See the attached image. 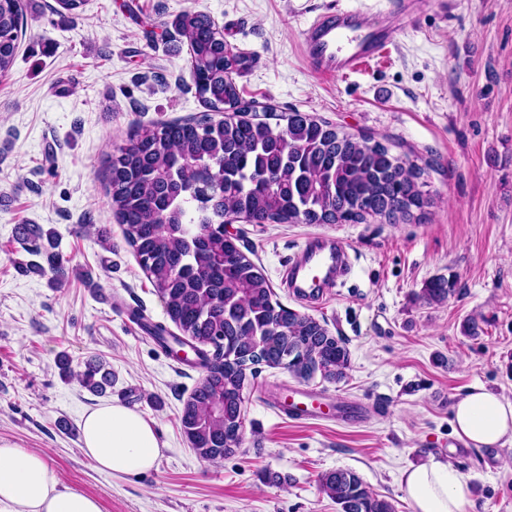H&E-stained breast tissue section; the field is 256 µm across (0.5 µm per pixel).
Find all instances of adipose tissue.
Returning a JSON list of instances; mask_svg holds the SVG:
<instances>
[{
    "label": "adipose tissue",
    "instance_id": "obj_1",
    "mask_svg": "<svg viewBox=\"0 0 512 512\" xmlns=\"http://www.w3.org/2000/svg\"><path fill=\"white\" fill-rule=\"evenodd\" d=\"M457 436L474 446H493L512 437V401L476 385L453 407ZM84 455L113 477L153 470L162 444L153 421L119 404L85 413ZM412 512H466L467 480L447 460L432 457L402 475ZM0 512H103L100 501L66 486L48 455L0 438Z\"/></svg>",
    "mask_w": 512,
    "mask_h": 512
}]
</instances>
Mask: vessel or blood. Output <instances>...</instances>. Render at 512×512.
I'll return each instance as SVG.
<instances>
[{
  "label": "vessel or blood",
  "mask_w": 512,
  "mask_h": 512,
  "mask_svg": "<svg viewBox=\"0 0 512 512\" xmlns=\"http://www.w3.org/2000/svg\"><path fill=\"white\" fill-rule=\"evenodd\" d=\"M427 0H396L391 11L373 15L361 8L319 16L303 33L305 56L314 72L333 78L360 72L387 58L398 43L401 23H412ZM350 257L343 244L322 245L309 238L289 262L285 283L295 295L322 293L327 279L345 276ZM282 411L294 419H319L324 412L314 394L290 389Z\"/></svg>",
  "instance_id": "1"
}]
</instances>
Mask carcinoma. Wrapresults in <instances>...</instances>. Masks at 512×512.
I'll list each match as a JSON object with an SVG mask.
<instances>
[{
	"label": "carcinoma",
	"instance_id": "cac0c4a2",
	"mask_svg": "<svg viewBox=\"0 0 512 512\" xmlns=\"http://www.w3.org/2000/svg\"><path fill=\"white\" fill-rule=\"evenodd\" d=\"M25 10V0H0V76L14 65ZM175 28L188 42L190 76L208 112L136 125L109 157L107 196L126 242L181 332L152 324L149 334L167 349L193 342L204 375L185 403L181 424L199 457L215 462L233 452L228 432L243 417V365L255 352L266 354L268 366L285 364L307 381L318 374L339 382L350 366L346 343L275 299L267 278L224 234V225L237 217L251 224H360L370 218L398 224L417 219L431 202L421 190L423 169L381 143L301 112L278 114L266 106L257 113L234 80L249 57L229 50L209 16L184 13ZM212 112L224 118L215 120ZM271 119L286 125L274 129ZM19 233L56 277L65 275L54 229L24 224ZM454 291V279L437 277L423 298L440 303ZM209 344L214 351L205 349ZM57 367L62 378L75 377L93 393L112 386V374L97 361L76 372L62 354ZM320 491L338 512H395L353 470L322 474Z\"/></svg>",
	"mask_w": 512,
	"mask_h": 512
}]
</instances>
